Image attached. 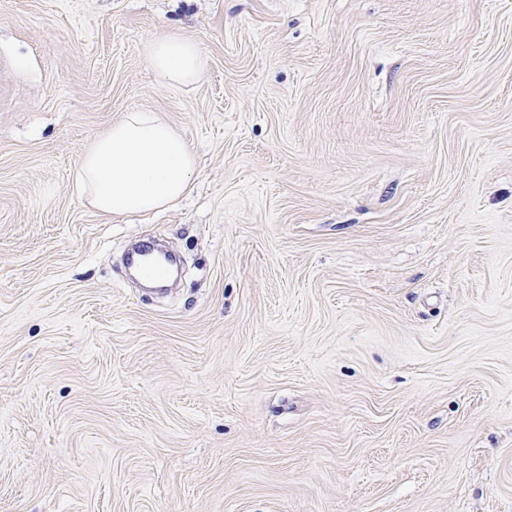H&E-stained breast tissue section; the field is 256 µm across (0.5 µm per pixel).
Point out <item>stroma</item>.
<instances>
[{"instance_id":"35a3bbf8","label":"stroma","mask_w":512,"mask_h":512,"mask_svg":"<svg viewBox=\"0 0 512 512\" xmlns=\"http://www.w3.org/2000/svg\"><path fill=\"white\" fill-rule=\"evenodd\" d=\"M134 108L197 176L108 220ZM0 512H512V0H0ZM145 52L158 83L166 89L193 83L206 62L198 42L174 32L149 41ZM196 154L154 112L129 110L96 135L74 173L80 194L103 217L171 208L188 194Z\"/></svg>"}]
</instances>
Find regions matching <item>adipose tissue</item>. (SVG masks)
<instances>
[{
  "mask_svg": "<svg viewBox=\"0 0 512 512\" xmlns=\"http://www.w3.org/2000/svg\"><path fill=\"white\" fill-rule=\"evenodd\" d=\"M146 57L167 89L193 83L205 66L201 45L174 32L149 41ZM196 167V154L182 134L155 113L135 109L93 138L74 180L81 196L109 218L177 206Z\"/></svg>",
  "mask_w": 512,
  "mask_h": 512,
  "instance_id": "ef3b65f1",
  "label": "adipose tissue"
}]
</instances>
